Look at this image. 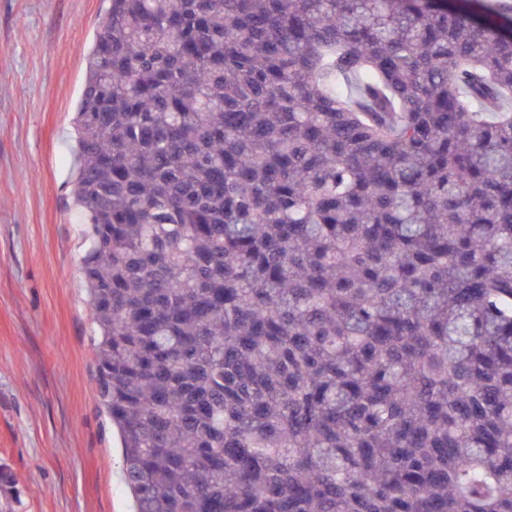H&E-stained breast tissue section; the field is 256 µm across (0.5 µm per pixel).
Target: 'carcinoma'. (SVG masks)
<instances>
[{
  "instance_id": "cac0c4a2",
  "label": "carcinoma",
  "mask_w": 512,
  "mask_h": 512,
  "mask_svg": "<svg viewBox=\"0 0 512 512\" xmlns=\"http://www.w3.org/2000/svg\"><path fill=\"white\" fill-rule=\"evenodd\" d=\"M77 123L136 512H512V0H110Z\"/></svg>"
}]
</instances>
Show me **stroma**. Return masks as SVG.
<instances>
[{
  "mask_svg": "<svg viewBox=\"0 0 512 512\" xmlns=\"http://www.w3.org/2000/svg\"><path fill=\"white\" fill-rule=\"evenodd\" d=\"M109 0H0V512H135L98 393L73 119Z\"/></svg>",
  "mask_w": 512,
  "mask_h": 512,
  "instance_id": "stroma-1",
  "label": "stroma"
}]
</instances>
